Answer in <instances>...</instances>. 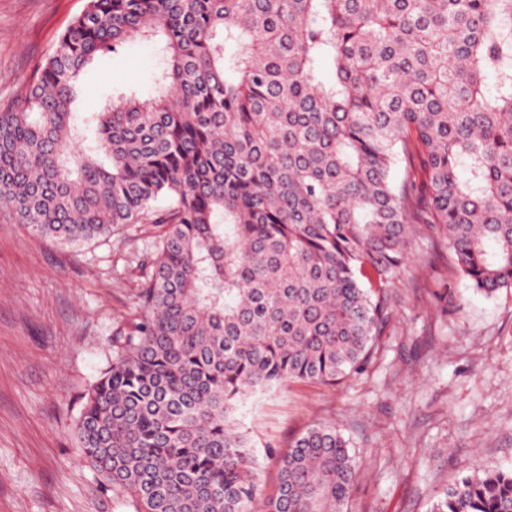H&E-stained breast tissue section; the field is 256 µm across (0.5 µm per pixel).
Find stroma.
I'll return each instance as SVG.
<instances>
[{
	"label": "stroma",
	"instance_id": "obj_1",
	"mask_svg": "<svg viewBox=\"0 0 512 512\" xmlns=\"http://www.w3.org/2000/svg\"><path fill=\"white\" fill-rule=\"evenodd\" d=\"M87 0H0V103L15 98ZM154 45L100 54L80 78L77 108L97 111L113 84L147 94ZM150 227L126 224L78 246L0 221V512H127L80 462L82 397L112 360L130 317ZM418 239L392 294L391 322L367 367L329 387L294 382L245 396L263 495L278 457L315 423H332L361 463L349 512H430L470 464L512 467V289L487 296L452 252L421 261ZM448 279V311L434 306Z\"/></svg>",
	"mask_w": 512,
	"mask_h": 512
}]
</instances>
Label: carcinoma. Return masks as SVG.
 <instances>
[{
  "label": "carcinoma",
  "mask_w": 512,
  "mask_h": 512,
  "mask_svg": "<svg viewBox=\"0 0 512 512\" xmlns=\"http://www.w3.org/2000/svg\"><path fill=\"white\" fill-rule=\"evenodd\" d=\"M154 42L152 92L73 111L98 53ZM421 183L394 179L400 163ZM466 170L467 177L460 176ZM0 219L80 244L153 225L82 462L132 512H348L349 442L315 424L260 499L244 396L359 374L417 226L512 288V0H88L0 104ZM431 512H512V469Z\"/></svg>",
  "instance_id": "carcinoma-1"
}]
</instances>
